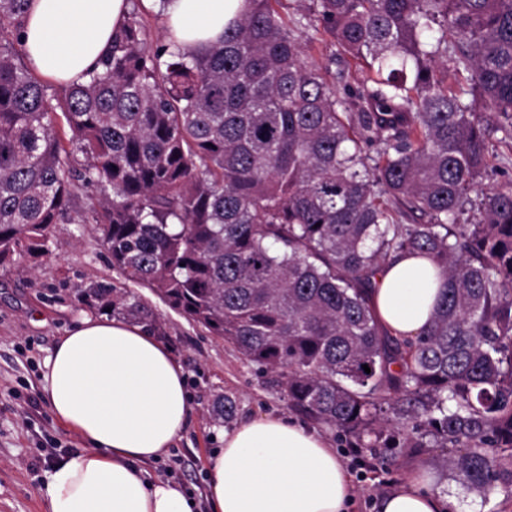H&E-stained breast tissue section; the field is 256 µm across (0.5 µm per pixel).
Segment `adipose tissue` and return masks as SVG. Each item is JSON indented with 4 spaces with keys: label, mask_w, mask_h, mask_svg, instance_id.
Listing matches in <instances>:
<instances>
[{
    "label": "adipose tissue",
    "mask_w": 512,
    "mask_h": 512,
    "mask_svg": "<svg viewBox=\"0 0 512 512\" xmlns=\"http://www.w3.org/2000/svg\"><path fill=\"white\" fill-rule=\"evenodd\" d=\"M245 0H169L168 31L186 48L218 42ZM128 0H31L22 44L34 70L81 83L112 44ZM444 277L431 260L403 255L382 265L373 305L392 336L416 340ZM55 418L85 443L48 473V512H196L179 485L149 477L146 463L179 439L192 411L182 365L142 327L86 316L59 339L41 372ZM206 460L212 512H350L353 484L323 434L276 415L223 431ZM381 512H456L424 471H407Z\"/></svg>",
    "instance_id": "obj_1"
}]
</instances>
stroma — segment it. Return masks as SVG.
I'll return each mask as SVG.
<instances>
[{"label": "stroma", "mask_w": 512, "mask_h": 512, "mask_svg": "<svg viewBox=\"0 0 512 512\" xmlns=\"http://www.w3.org/2000/svg\"><path fill=\"white\" fill-rule=\"evenodd\" d=\"M296 37L303 60L325 71L337 95L358 88L360 72L329 35L315 40L303 29ZM99 198L96 187L75 184L72 218L54 224L50 255H16L0 263V512H47L41 494L47 473L83 446L74 430L54 418L40 372L60 336L93 311L77 300V290L97 283L121 292L136 290L159 317L160 338L184 367L192 413L179 441L146 469L150 476L190 491L199 512H209L205 461L221 445L220 429L210 418L214 401L232 396L241 420L264 414L288 418L292 412L269 373L248 365L231 344L168 308L150 289L132 288L113 268L91 218ZM330 442L352 477L353 512H379L382 499L412 467L425 469L436 487L453 495L457 512H512V491L500 489L485 496L456 481L442 466L447 449L404 448L393 462L380 466L369 449L346 447L335 435Z\"/></svg>", "instance_id": "stroma-1"}]
</instances>
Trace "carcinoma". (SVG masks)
I'll list each match as a JSON object with an SVG mask.
<instances>
[{
  "instance_id": "cac0c4a2",
  "label": "carcinoma",
  "mask_w": 512,
  "mask_h": 512,
  "mask_svg": "<svg viewBox=\"0 0 512 512\" xmlns=\"http://www.w3.org/2000/svg\"><path fill=\"white\" fill-rule=\"evenodd\" d=\"M29 2L0 0V262L51 254L73 182L94 185L112 267L276 374L289 409L379 462L453 448L464 487L512 489V186L479 188L491 137L512 148V0H250L203 52L150 45L132 11L55 105L14 48ZM312 25L366 66L351 95L301 59ZM403 254L445 275L414 343L372 306ZM77 298L161 328L132 292ZM235 415L226 395L212 421Z\"/></svg>"
}]
</instances>
